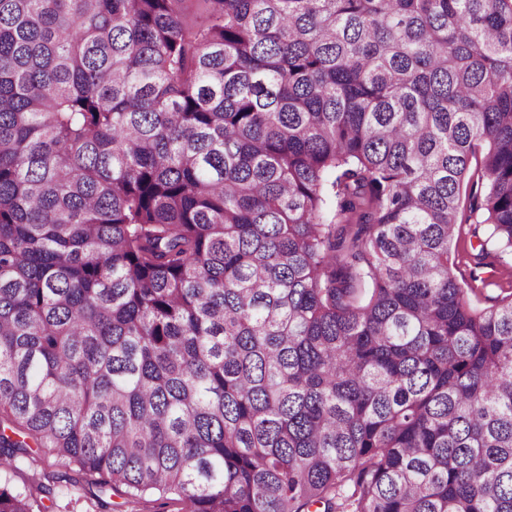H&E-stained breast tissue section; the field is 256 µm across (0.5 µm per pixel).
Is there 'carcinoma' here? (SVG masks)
<instances>
[{
    "instance_id": "1",
    "label": "carcinoma",
    "mask_w": 512,
    "mask_h": 512,
    "mask_svg": "<svg viewBox=\"0 0 512 512\" xmlns=\"http://www.w3.org/2000/svg\"><path fill=\"white\" fill-rule=\"evenodd\" d=\"M463 196L512 254V0H0V512L31 446L181 512H512Z\"/></svg>"
}]
</instances>
